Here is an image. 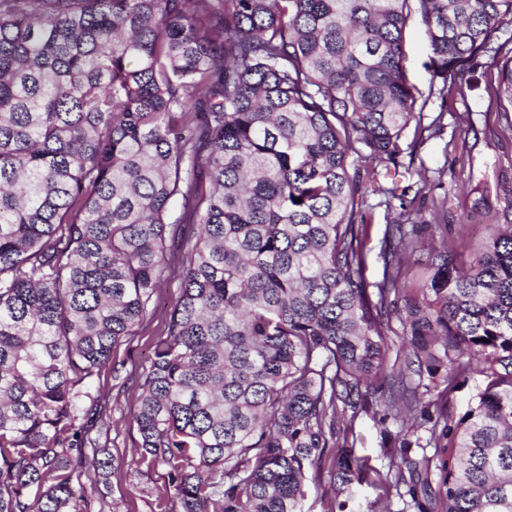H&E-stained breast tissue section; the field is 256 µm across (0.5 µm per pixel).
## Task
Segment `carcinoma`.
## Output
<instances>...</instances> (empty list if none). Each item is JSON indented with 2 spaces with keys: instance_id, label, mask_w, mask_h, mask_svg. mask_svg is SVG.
<instances>
[{
  "instance_id": "obj_1",
  "label": "carcinoma",
  "mask_w": 512,
  "mask_h": 512,
  "mask_svg": "<svg viewBox=\"0 0 512 512\" xmlns=\"http://www.w3.org/2000/svg\"><path fill=\"white\" fill-rule=\"evenodd\" d=\"M414 16L430 86L472 88L492 51L512 112V0H0V512H104L94 378L168 278L133 463L167 468L177 512H304L323 481L328 512L400 497L426 424L447 512H512V202L478 248L428 252L421 294L396 218L364 277L367 192L411 215L402 158L441 127L403 65ZM473 370L437 429L423 395ZM375 406L401 420L385 471L340 437ZM479 382L480 377L474 372H471L463 385L448 395L443 402H439V410H437L434 406L430 407L429 410L433 414L434 420L437 418L436 411H441V413L444 414L439 416V430L444 425V417H446V415H448V424H453L456 422L458 417L466 411L468 404L471 401L472 395L475 392V388ZM444 403V407H441V404Z\"/></svg>"
}]
</instances>
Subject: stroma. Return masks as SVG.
<instances>
[{
    "label": "stroma",
    "mask_w": 512,
    "mask_h": 512,
    "mask_svg": "<svg viewBox=\"0 0 512 512\" xmlns=\"http://www.w3.org/2000/svg\"><path fill=\"white\" fill-rule=\"evenodd\" d=\"M427 45L424 29L410 22L405 33V68L415 87L428 96L425 121L441 118V133L414 148L410 182L422 187L425 196L421 219L428 224L445 225V238L456 246L471 250L485 241L508 201L502 190L512 184V112L503 111L494 93L497 60L491 53L481 54L475 65L477 86L461 92L449 89L447 95L429 91V75L424 67ZM366 218L370 223L366 244V278L381 280L383 264L379 257L380 240L386 224V210L378 196H368ZM178 295L175 282L168 281L152 298L151 313L138 334L117 347L111 361L101 369L94 385L109 401L112 429L100 438L101 447L112 454L116 465L100 490L105 512H159L158 496L164 490L163 467H136L131 463L139 433L133 419L140 373L156 339L165 328V318ZM397 431L393 419L381 415L360 416L349 432L357 455L368 458L376 469L386 468L381 430ZM441 449L412 448L413 460L429 458L432 467L427 478L416 479L418 499L427 512H445V501L438 492L436 466Z\"/></svg>",
    "instance_id": "obj_1"
}]
</instances>
